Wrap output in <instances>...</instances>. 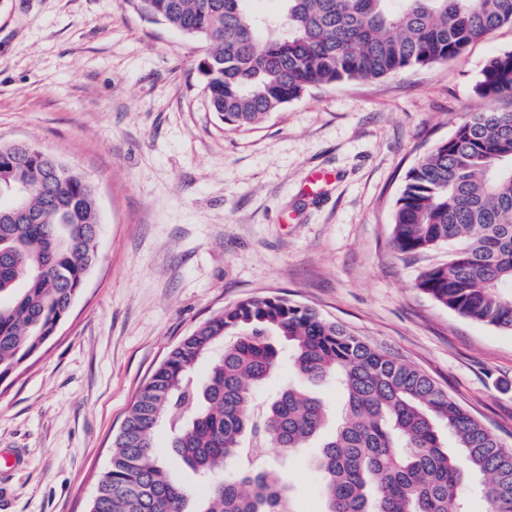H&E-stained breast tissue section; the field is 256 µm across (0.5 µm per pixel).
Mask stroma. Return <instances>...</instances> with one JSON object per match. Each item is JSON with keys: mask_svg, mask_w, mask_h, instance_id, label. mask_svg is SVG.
I'll use <instances>...</instances> for the list:
<instances>
[{"mask_svg": "<svg viewBox=\"0 0 512 512\" xmlns=\"http://www.w3.org/2000/svg\"><path fill=\"white\" fill-rule=\"evenodd\" d=\"M512 25L454 61L313 88L249 130L208 108L199 43L128 0H0V143L96 187L98 260L43 350L0 384V512H87L142 385L200 323L248 298L309 305L428 374L512 447V332L414 286L392 242L406 172L469 113ZM335 179L309 194L307 179ZM284 460L321 512L316 451Z\"/></svg>", "mask_w": 512, "mask_h": 512, "instance_id": "stroma-1", "label": "stroma"}]
</instances>
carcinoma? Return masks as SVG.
Wrapping results in <instances>:
<instances>
[{"instance_id": "cac0c4a2", "label": "carcinoma", "mask_w": 512, "mask_h": 512, "mask_svg": "<svg viewBox=\"0 0 512 512\" xmlns=\"http://www.w3.org/2000/svg\"><path fill=\"white\" fill-rule=\"evenodd\" d=\"M129 2L203 45L208 106L232 129L261 123L312 87L457 60L512 25V0H279L275 14L255 0ZM475 92L512 96L511 51L485 64ZM15 154L0 143V168L30 188L26 219H13L0 195V383L68 317L101 226L82 175L33 144ZM392 241L405 258L448 250L415 287L512 332V110L468 114L407 172ZM285 349L301 380L343 391L333 432L323 402L297 385L256 401ZM162 426L172 458L209 480L204 496L172 478L156 441ZM315 440L321 512H468L466 478L486 512H512V450L490 429L421 370L279 296L225 308L169 352L114 436L88 512H295L286 474L258 449L286 454Z\"/></svg>"}]
</instances>
